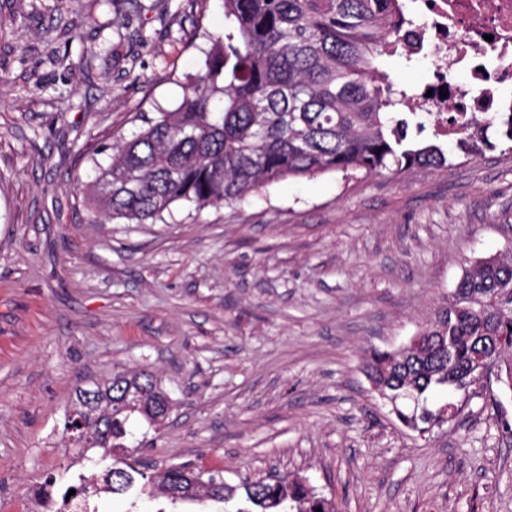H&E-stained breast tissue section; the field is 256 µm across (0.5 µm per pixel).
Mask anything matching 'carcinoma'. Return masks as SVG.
Listing matches in <instances>:
<instances>
[{"instance_id":"cac0c4a2","label":"carcinoma","mask_w":512,"mask_h":512,"mask_svg":"<svg viewBox=\"0 0 512 512\" xmlns=\"http://www.w3.org/2000/svg\"><path fill=\"white\" fill-rule=\"evenodd\" d=\"M412 22L404 0H224V31L185 76L179 103L141 117L144 127L113 142L109 163H95L92 204L112 220L155 223L177 202L230 204L290 178L446 167L442 146L410 137V130H421L425 113L401 111L414 96L397 89L380 67L385 56L410 61L421 51L403 38ZM497 125L512 142V121L488 113L464 121L457 148L466 155L492 148L488 131ZM418 335L421 354L373 350L363 372L397 401L409 397L413 407L400 412V421L425 433L441 424V409L427 406L428 394L437 388L469 393L480 350L493 352L498 367L512 372V252L466 269ZM130 380L145 389L140 407L109 404ZM93 389L112 414L98 462L105 464L112 493H125L136 481L120 443L125 424L135 413L157 424L170 398L144 372L125 379L117 374ZM140 477L172 505L205 499L226 505L238 491L190 463ZM241 488L254 512H337L335 502L299 479Z\"/></svg>"}]
</instances>
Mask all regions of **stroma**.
I'll return each instance as SVG.
<instances>
[{
    "mask_svg": "<svg viewBox=\"0 0 512 512\" xmlns=\"http://www.w3.org/2000/svg\"><path fill=\"white\" fill-rule=\"evenodd\" d=\"M71 26L66 64L51 62ZM222 0H0V512L85 486L95 512H221L112 494L63 431L77 387L149 370L174 402L127 422L130 465L186 461L226 483L300 477L341 512H512V390L404 427L362 371L433 319L476 259L512 248V142L441 170L287 179L233 205L104 220L93 161L174 108Z\"/></svg>",
    "mask_w": 512,
    "mask_h": 512,
    "instance_id": "1",
    "label": "stroma"
}]
</instances>
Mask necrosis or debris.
Wrapping results in <instances>:
<instances>
[{"mask_svg": "<svg viewBox=\"0 0 512 512\" xmlns=\"http://www.w3.org/2000/svg\"><path fill=\"white\" fill-rule=\"evenodd\" d=\"M421 41L432 61L426 84L416 89L420 111L457 129L461 117L512 112V0H419ZM465 80H453L456 72Z\"/></svg>", "mask_w": 512, "mask_h": 512, "instance_id": "obj_1", "label": "necrosis or debris"}]
</instances>
